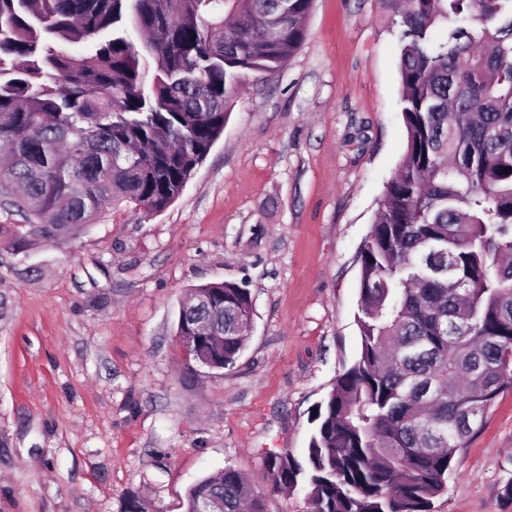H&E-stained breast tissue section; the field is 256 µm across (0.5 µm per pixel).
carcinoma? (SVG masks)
<instances>
[{"mask_svg": "<svg viewBox=\"0 0 512 512\" xmlns=\"http://www.w3.org/2000/svg\"><path fill=\"white\" fill-rule=\"evenodd\" d=\"M311 2L0 0V192L29 219L18 240L62 239L121 205L166 209L239 88L298 50ZM396 11L407 144L360 252V354L315 410L304 458L265 464L272 491L307 488L311 512H431L512 388V0ZM206 287L224 354L204 344L201 364L226 368L251 298ZM216 494L224 512H266L231 467L191 486L185 512Z\"/></svg>", "mask_w": 512, "mask_h": 512, "instance_id": "carcinoma-1", "label": "carcinoma"}]
</instances>
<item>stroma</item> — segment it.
<instances>
[{
	"mask_svg": "<svg viewBox=\"0 0 512 512\" xmlns=\"http://www.w3.org/2000/svg\"><path fill=\"white\" fill-rule=\"evenodd\" d=\"M391 0H313L305 39L234 98L224 134L152 216L107 210L64 242L0 248V512H184L231 467L267 512L269 454L302 456L311 417L360 351L359 253L407 142ZM246 284L233 367L186 358L188 288ZM512 390L471 436L433 512H512Z\"/></svg>",
	"mask_w": 512,
	"mask_h": 512,
	"instance_id": "stroma-1",
	"label": "stroma"
}]
</instances>
